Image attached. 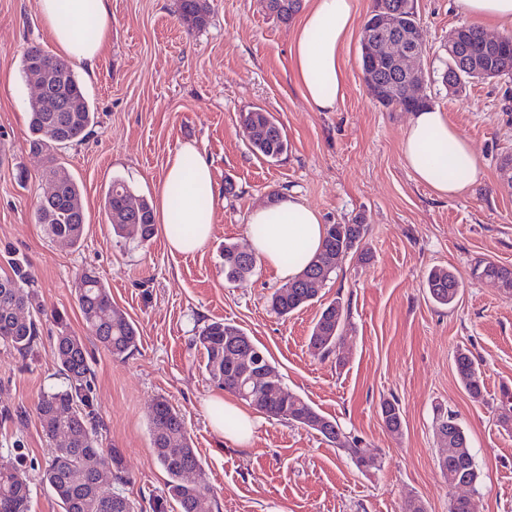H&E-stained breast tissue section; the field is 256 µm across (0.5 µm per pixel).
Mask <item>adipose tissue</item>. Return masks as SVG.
I'll list each match as a JSON object with an SVG mask.
<instances>
[{
    "instance_id": "obj_1",
    "label": "adipose tissue",
    "mask_w": 512,
    "mask_h": 512,
    "mask_svg": "<svg viewBox=\"0 0 512 512\" xmlns=\"http://www.w3.org/2000/svg\"><path fill=\"white\" fill-rule=\"evenodd\" d=\"M36 7L61 53L93 67L108 38L109 0H37ZM356 27L354 0H312L295 28L291 69L304 100L319 112L336 111L347 85L343 47ZM402 154L415 179L437 196L467 192L478 174V158L467 139L437 109L414 112ZM217 185L195 144L167 160L155 191V218L171 253L191 254L211 237ZM325 226L317 210L292 195L256 207L248 216V239L258 260L282 279L298 276L319 250ZM214 427L250 445L258 421L221 398L208 403Z\"/></svg>"
}]
</instances>
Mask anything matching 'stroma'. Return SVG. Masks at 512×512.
<instances>
[{"label": "stroma", "mask_w": 512, "mask_h": 512, "mask_svg": "<svg viewBox=\"0 0 512 512\" xmlns=\"http://www.w3.org/2000/svg\"><path fill=\"white\" fill-rule=\"evenodd\" d=\"M111 33L94 68L75 65L97 117L82 143L57 150V164L83 189L87 216L80 246L53 240L35 215L49 190L46 157L30 153L27 116L36 89L21 59L28 46H57L36 0H0V276L5 250L23 257L45 310L42 336L27 359L0 346V459L23 465L31 512H60L39 473L50 442L36 414L41 393L58 378L52 338L58 324L91 353L103 445L119 449L130 477L127 496L163 494L167 476L151 443L149 412L166 399L184 417L201 459L195 481L212 487L220 512H402L422 499L448 512V486L437 467L446 451L434 431L436 408L456 412L469 435L482 484L473 512H512V433L498 423L512 395V300L499 283L478 279L480 260L512 267V78L479 81L449 95L437 76L451 29L468 24L454 0H416L424 44L421 64L432 106L471 143L476 184L441 198L406 166L401 140L409 113L369 94L358 36L343 52L347 93L333 112L314 111L292 82L293 24L269 15L263 0H209L206 27L190 30L176 0H111ZM260 107L281 122L288 150L278 160L254 154L242 112ZM195 143L220 190L213 234L195 254H171L163 234L120 242L102 203L114 180L153 198L170 154ZM292 193L327 224H364L360 249L319 290L318 301L281 318L267 302L282 284L257 265L245 279L224 277L225 245L248 248L252 209ZM452 270L459 300L427 297L433 267ZM93 270L139 331L136 351L113 359L91 335L75 300V282ZM348 304L340 345L344 364L320 359L308 336L321 304ZM239 325L268 351L289 392L334 418L381 459L359 471L344 450L308 428L260 416L250 446L213 430L206 403L224 391L208 379L193 343L210 322ZM478 358L485 389L468 394L454 365L458 348ZM399 401L401 435L388 432L380 403ZM23 449H15L14 441Z\"/></svg>", "instance_id": "35a3bbf8"}]
</instances>
